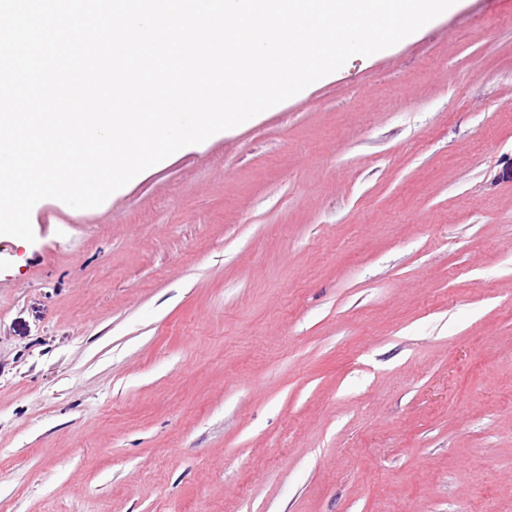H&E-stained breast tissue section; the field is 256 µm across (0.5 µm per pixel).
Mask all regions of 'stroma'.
<instances>
[{
  "label": "stroma",
  "mask_w": 512,
  "mask_h": 512,
  "mask_svg": "<svg viewBox=\"0 0 512 512\" xmlns=\"http://www.w3.org/2000/svg\"><path fill=\"white\" fill-rule=\"evenodd\" d=\"M31 224L7 512H512V0Z\"/></svg>",
  "instance_id": "1"
}]
</instances>
